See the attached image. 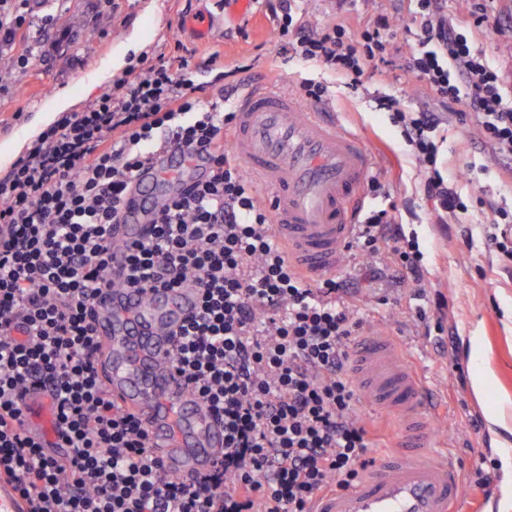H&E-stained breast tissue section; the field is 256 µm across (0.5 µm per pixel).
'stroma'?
I'll return each instance as SVG.
<instances>
[{
	"label": "stroma",
	"instance_id": "obj_1",
	"mask_svg": "<svg viewBox=\"0 0 512 512\" xmlns=\"http://www.w3.org/2000/svg\"><path fill=\"white\" fill-rule=\"evenodd\" d=\"M116 2L111 8L97 0H57L58 20L77 31L78 45L60 46L49 63L15 71L0 94V159L36 113L54 109L58 94L83 111L145 54L179 53L197 63L216 57L212 70L200 76L207 84L198 94L204 104L222 87L271 83L296 90L306 78L323 82L343 128L360 134L373 156L370 176L382 189L365 192L364 209L393 206L406 241L421 256L416 283L386 256L369 258L356 249L343 252L334 275L356 290L351 302L361 331L388 333L433 394L444 416L441 442L459 464L468 512H512V262L488 239L492 208L512 207V158L485 143L474 119L461 118L456 106L439 108L398 64L388 66L387 81L354 92L324 67L283 53L267 0H254L248 22L225 20L222 36L206 44L182 29L186 12L203 7L204 0ZM299 11L315 23L343 22L356 35L379 15H394L390 34L404 53L420 23L414 0H352L343 7L337 0H301ZM132 35L139 51L125 49ZM117 56L123 68H109V58ZM378 91L398 97L409 112L423 105L439 110V156L452 160L467 212H442L424 197L420 166L401 127L378 107ZM479 371L487 377L480 390ZM355 410L368 430L369 456L394 446L398 426L390 414L360 403ZM483 477L489 488L479 487Z\"/></svg>",
	"mask_w": 512,
	"mask_h": 512
}]
</instances>
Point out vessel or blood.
Instances as JSON below:
<instances>
[{"instance_id":"b4317fda","label":"vessel or blood","mask_w":512,"mask_h":512,"mask_svg":"<svg viewBox=\"0 0 512 512\" xmlns=\"http://www.w3.org/2000/svg\"><path fill=\"white\" fill-rule=\"evenodd\" d=\"M221 27L205 10L185 21L186 30L204 41ZM235 113L230 148L269 190L276 238L307 277L334 271L358 228L357 206L371 168L362 137L340 130L335 112L277 87L247 90ZM197 172V162L171 150L158 152L156 165L138 172L114 227L115 282L126 270L128 246L144 238L161 203L189 187ZM196 307L190 288L115 285L98 294L93 317L106 390L141 422L164 468L186 480L207 473L224 448L222 423L171 361L173 334ZM351 377L367 406L397 419L399 437L354 486L320 495L312 512H462L460 469L435 439L440 414L389 336L363 335L354 347ZM49 402L43 390L25 395L31 429L44 422ZM28 508L16 482L0 479V512Z\"/></svg>"}]
</instances>
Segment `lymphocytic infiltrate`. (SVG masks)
<instances>
[{
  "mask_svg": "<svg viewBox=\"0 0 512 512\" xmlns=\"http://www.w3.org/2000/svg\"><path fill=\"white\" fill-rule=\"evenodd\" d=\"M28 0H0V70L48 59L57 39L24 41ZM420 31L405 71L443 104L477 118L484 140L512 157V91L472 29L503 33L479 7L454 23L447 0H416ZM284 51L357 90L399 49L389 17L359 38L340 24L294 18L280 0ZM96 103L42 131L0 178V477L17 481L29 512H309L314 497L349 486L370 461L347 378L358 323L342 281L306 280L272 232V215L224 147L233 115L197 109L198 64L142 57ZM419 162L422 191L440 210L467 209L438 164L436 113L405 112L381 96ZM169 142L209 168L165 202L144 241L128 248L125 288H192L198 307L175 333L173 364L224 424V453L202 479L167 474L145 429L103 390L94 364L91 308L111 286L113 226L153 151ZM385 209L360 221L366 256L387 253L411 277L419 257L400 246ZM46 389L53 430L32 436L21 402Z\"/></svg>",
  "mask_w": 512,
  "mask_h": 512,
  "instance_id": "lymphocytic-infiltrate-1",
  "label": "lymphocytic infiltrate"
}]
</instances>
